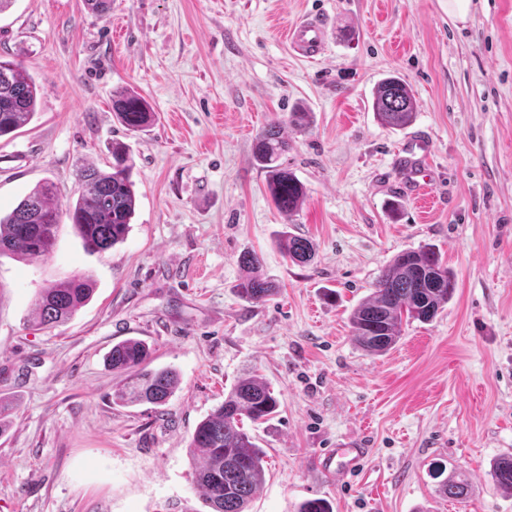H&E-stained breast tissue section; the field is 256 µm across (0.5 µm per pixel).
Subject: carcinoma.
Here are the masks:
<instances>
[{"mask_svg": "<svg viewBox=\"0 0 512 512\" xmlns=\"http://www.w3.org/2000/svg\"><path fill=\"white\" fill-rule=\"evenodd\" d=\"M37 102L35 81L15 61L0 58V138L29 124ZM372 107L382 124L398 128L410 125L417 109L409 84L395 74L378 82ZM112 112L132 132L144 130L154 120L145 98L128 90L113 92ZM286 124L304 127L307 115L292 112L288 119L276 120L262 129L254 138L253 156L268 175V190L275 206L290 215L302 204L305 190L288 168L279 163L288 149L282 134ZM110 155L108 168L90 166L81 171V192L68 206L71 223L85 248L92 252H104L123 242L136 209L130 148L114 142ZM59 224L54 184L45 181L8 215L0 217V255L22 259L49 255ZM277 246L293 262L304 264L314 256L312 242L301 236L284 232L277 239ZM240 264L248 270L238 284L242 299L261 303L276 291L274 284L260 274L257 255L243 254ZM455 288L454 277L433 249L397 254L376 278L372 293L352 310L350 323L355 342L370 354L388 352L401 336L403 320H432L448 303ZM92 291L86 277L42 289L32 312L33 323L52 327L65 322L90 299ZM148 357L149 347L137 338L112 346L110 366L127 374L115 393L117 399L126 404H166L177 386V374L171 368L144 367ZM278 408L279 401L266 383L248 375L234 384L224 403L197 424L190 454L197 459L196 484L212 512H246L264 479V453L243 429V419L264 422ZM492 476L499 487L512 490L511 455L495 461ZM439 492L449 498L464 499L468 483L452 474L440 482Z\"/></svg>", "mask_w": 512, "mask_h": 512, "instance_id": "1", "label": "carcinoma"}]
</instances>
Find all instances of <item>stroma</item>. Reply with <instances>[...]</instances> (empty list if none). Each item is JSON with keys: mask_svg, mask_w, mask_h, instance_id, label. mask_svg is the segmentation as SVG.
<instances>
[{"mask_svg": "<svg viewBox=\"0 0 512 512\" xmlns=\"http://www.w3.org/2000/svg\"><path fill=\"white\" fill-rule=\"evenodd\" d=\"M326 26L317 60L294 56L300 18ZM0 57L38 86L37 112L0 139V213L44 180L60 209L82 166H104L113 141L133 155L137 204L126 239L87 252L61 219L47 257L0 256V398L16 409L0 434V512H210L189 442L237 379L259 376L280 406L245 422L265 479L248 512H512L491 477L512 454V0H474L453 22L446 0H12L0 12ZM395 72L417 103L403 129L372 110ZM140 93L154 124L131 133L114 90ZM281 161L305 185L278 211L253 160L256 134L294 107ZM423 158L422 207L402 168ZM315 246L296 264L276 240ZM435 249L455 277L429 322L403 323L371 355L349 314L404 250ZM256 253L277 291L240 298L242 254ZM88 277L90 300L66 322L29 317L42 289ZM135 337L150 367H172L167 405L125 406L105 357ZM366 451L363 468L326 476L336 444ZM470 484L438 491L436 466Z\"/></svg>", "mask_w": 512, "mask_h": 512, "instance_id": "35a3bbf8", "label": "stroma"}]
</instances>
